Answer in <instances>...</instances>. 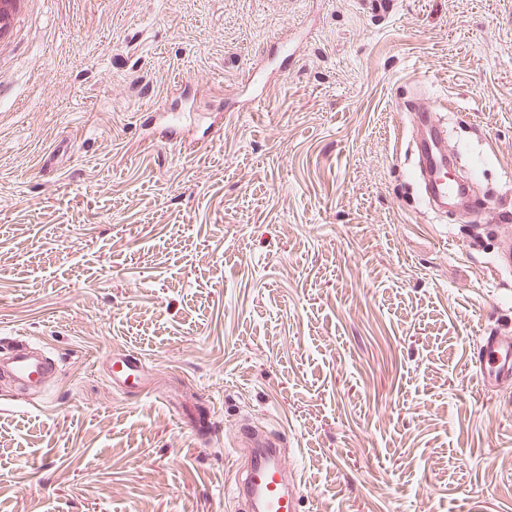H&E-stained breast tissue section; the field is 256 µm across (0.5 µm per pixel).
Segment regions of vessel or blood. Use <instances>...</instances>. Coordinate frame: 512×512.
<instances>
[{
  "label": "vessel or blood",
  "instance_id": "obj_1",
  "mask_svg": "<svg viewBox=\"0 0 512 512\" xmlns=\"http://www.w3.org/2000/svg\"><path fill=\"white\" fill-rule=\"evenodd\" d=\"M446 107V101L428 97L413 99L411 106L421 133L418 172L425 183L429 202L442 209L447 208L449 202L463 198L470 189L468 182L446 177L448 130L438 118L439 112ZM10 351V370L17 380L43 384L54 376L55 361L29 354L24 341L12 342ZM472 362L485 383L511 381L512 337L494 333L482 336ZM144 372L142 359L126 355L113 358L108 367L109 380L116 389L126 388L129 380H140ZM242 436L249 444L251 454L235 483L239 499L249 512H299L297 481L288 475L282 441L249 430L243 431Z\"/></svg>",
  "mask_w": 512,
  "mask_h": 512
}]
</instances>
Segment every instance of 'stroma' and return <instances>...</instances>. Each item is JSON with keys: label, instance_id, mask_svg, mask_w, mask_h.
Instances as JSON below:
<instances>
[{"label": "stroma", "instance_id": "stroma-1", "mask_svg": "<svg viewBox=\"0 0 512 512\" xmlns=\"http://www.w3.org/2000/svg\"><path fill=\"white\" fill-rule=\"evenodd\" d=\"M416 75L480 216L415 188ZM148 107L193 114L191 146ZM511 237L512 0H29L0 46V341L58 372L0 379V512H238L245 427L302 512H512V381L471 364L512 334ZM117 351L146 362L120 393Z\"/></svg>", "mask_w": 512, "mask_h": 512}]
</instances>
